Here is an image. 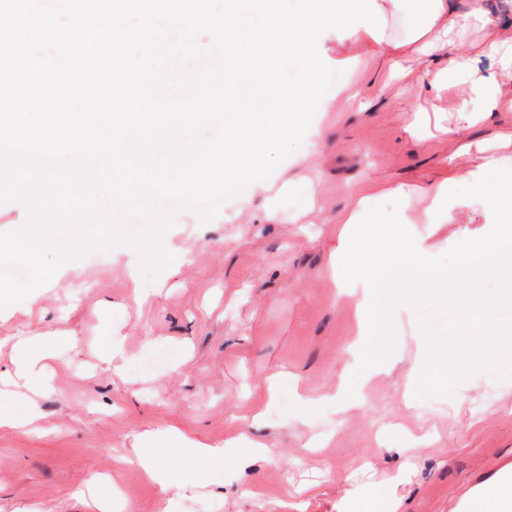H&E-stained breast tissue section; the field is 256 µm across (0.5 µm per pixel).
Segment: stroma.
Listing matches in <instances>:
<instances>
[{
    "instance_id": "1",
    "label": "stroma",
    "mask_w": 512,
    "mask_h": 512,
    "mask_svg": "<svg viewBox=\"0 0 512 512\" xmlns=\"http://www.w3.org/2000/svg\"><path fill=\"white\" fill-rule=\"evenodd\" d=\"M342 81L357 78L367 111L335 103L314 115L322 127L317 170L288 156L280 222L244 189L202 222L178 210L170 240L189 250L134 299L118 253L99 249L67 262L0 317V406L34 427L0 430V512H355L390 490L402 512H454L476 486L512 464V378L482 370L449 396L419 398L409 376L427 345L419 314L398 301L378 333L391 342L388 367L369 378L357 404L331 395L342 370L360 364L357 299L334 279L339 218L373 186H422L460 142L512 131V112L416 142L403 113L427 89L386 82L383 71L351 75L365 53L346 31L318 39ZM479 200L445 224H419L435 256L486 230ZM123 357L102 360L104 336ZM47 336L58 344L50 374L14 373V345ZM175 427L221 445L238 436L266 445L241 470L212 460L205 482L167 491L131 462L140 435Z\"/></svg>"
}]
</instances>
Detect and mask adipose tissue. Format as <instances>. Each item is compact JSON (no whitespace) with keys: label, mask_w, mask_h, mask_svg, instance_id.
I'll return each instance as SVG.
<instances>
[{"label":"adipose tissue","mask_w":512,"mask_h":512,"mask_svg":"<svg viewBox=\"0 0 512 512\" xmlns=\"http://www.w3.org/2000/svg\"><path fill=\"white\" fill-rule=\"evenodd\" d=\"M416 22L408 34H401L406 0H333L340 25L351 37L364 43V56L350 60L352 70L360 71L374 65L387 67L389 76L406 79L410 71L407 58H414L420 69V82L434 92H455L458 98L459 123L473 126L487 120L495 112H512V97L500 94L503 84L512 82V21L493 18L486 0H417ZM480 36L467 40L469 31ZM491 59L495 69L484 71L479 64ZM478 155L480 162L461 167L450 162L441 176L423 186L392 188V195L401 197L403 205L386 213L379 209L378 192L361 197L342 221L348 230L341 242L348 258V271L339 285L359 298L362 318L360 335L371 332L369 313L382 309L385 296L399 288L400 277H382V269L398 266L420 272L419 280L404 291L406 302H413L424 289L433 285L428 274L432 254L425 241L414 233L417 224H444L456 206L453 185L462 180L481 185L491 172L503 176L501 189L483 205L489 216L491 230L472 252L463 254L461 266L482 264L492 268L504 257L512 255V133L499 135L494 142L466 144L460 158ZM181 444L191 456L205 460L221 458L237 465L249 459L247 449L228 442L214 448L186 438L178 430L163 436L146 435L138 441L137 463L164 487L174 489L200 479L197 471L176 474L162 468L156 441Z\"/></svg>","instance_id":"adipose-tissue-1"}]
</instances>
